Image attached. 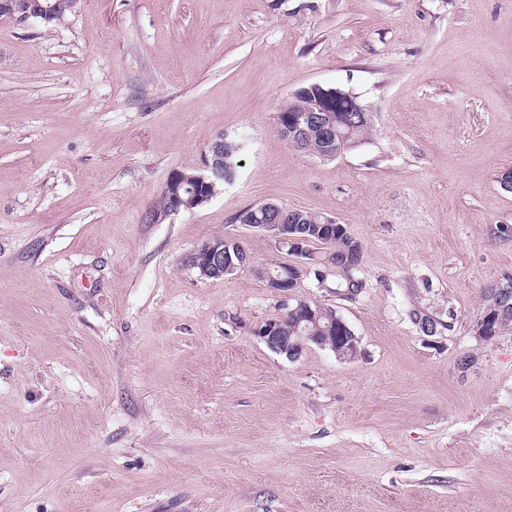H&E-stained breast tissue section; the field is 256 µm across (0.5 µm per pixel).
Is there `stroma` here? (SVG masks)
I'll list each match as a JSON object with an SVG mask.
<instances>
[{
	"instance_id": "1",
	"label": "stroma",
	"mask_w": 512,
	"mask_h": 512,
	"mask_svg": "<svg viewBox=\"0 0 512 512\" xmlns=\"http://www.w3.org/2000/svg\"><path fill=\"white\" fill-rule=\"evenodd\" d=\"M354 94L332 160L273 115ZM234 180L150 221L218 135ZM512 0H81L0 18V512H512V330L471 326L512 279ZM273 202L347 225L361 292L305 278L359 339L294 361L258 268L293 255L236 222ZM217 236L250 269L202 277ZM421 312L447 323L422 333ZM474 355L468 372L459 359ZM34 1L35 3L29 7V11L23 12L20 10V7L14 4L13 0H0V16L11 17L19 22L28 21L30 18L36 16L45 18L50 14L54 6L52 3L56 2L54 15L48 20L42 19L43 24L51 25L63 19L68 14L75 12L79 3V0H52V3L48 0H43L44 3H42L41 0Z\"/></svg>"
}]
</instances>
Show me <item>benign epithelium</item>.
Listing matches in <instances>:
<instances>
[{"instance_id":"7a95c632","label":"benign epithelium","mask_w":512,"mask_h":512,"mask_svg":"<svg viewBox=\"0 0 512 512\" xmlns=\"http://www.w3.org/2000/svg\"><path fill=\"white\" fill-rule=\"evenodd\" d=\"M53 4L50 0H35L30 5L29 10L22 11L20 7L14 4L13 0H0V16L11 17L19 22H25L32 17H46L50 14ZM335 112H360L365 119H371L367 114V109L357 101L354 95L342 91L338 88L326 92L325 96L319 101L313 103L311 107L305 110V114L300 118L292 116H281V113L274 114L273 120L283 125L286 139L290 144L300 141L307 128L314 127L322 131L325 142V152L327 157L336 158L337 144L345 143L347 134L341 132L336 127V119L333 117ZM224 136L219 135L214 138V144L208 146L205 152V173L197 174L194 179L199 184L207 183L212 176H224L220 158L221 140ZM253 211L261 213L258 228L270 234L277 243L288 248L291 254L295 255L297 261L292 264V277L274 278L269 272H263V277L267 280L268 287L273 290L280 301L287 307V313L295 317H309L313 315V309L310 304L296 296L295 288L298 282L306 278L312 271V267L318 263L317 255L309 247L310 237L302 230L292 225V219L288 218L286 209L274 203H261L253 206ZM195 267L199 269L200 275L206 278L222 279L224 276L245 267L247 256L237 252L232 254L225 249L224 238L215 237L203 243L195 250ZM509 308L506 303H499L480 313L473 322L471 330L473 335L482 341H488L492 337L499 336L503 332L500 323L508 317ZM342 335L337 337L331 351L341 360H351L358 355L359 339L344 320H339ZM258 338L274 353L283 355L288 359L294 360L303 352L308 342H313L317 346L326 347L325 342L318 336H308L305 342L295 348H291L283 337L278 335V328L272 325L265 329Z\"/></svg>"}]
</instances>
